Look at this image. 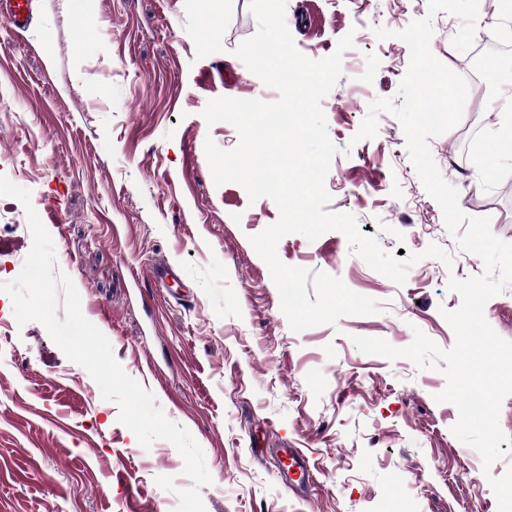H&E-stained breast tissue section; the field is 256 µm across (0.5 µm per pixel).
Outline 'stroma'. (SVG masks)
I'll list each match as a JSON object with an SVG mask.
<instances>
[{
  "label": "stroma",
  "mask_w": 512,
  "mask_h": 512,
  "mask_svg": "<svg viewBox=\"0 0 512 512\" xmlns=\"http://www.w3.org/2000/svg\"><path fill=\"white\" fill-rule=\"evenodd\" d=\"M428 0H286L285 21L307 58L352 35L342 75L322 100L335 148L325 189L331 212L355 216L387 251L420 254L404 285L370 268L346 237L283 236L288 266L339 278L378 311L294 332L266 262L249 241L279 219L268 198L215 185L206 140L239 141L202 112L218 97L276 102L236 48L259 23L249 0H32V21L0 20V174L31 192L59 271L84 317L108 338L125 372L205 454L206 512H498L491 467L452 432L456 406L436 402L445 375L406 358L362 353L355 337L409 346L422 332L451 349L443 317L461 299L450 278L485 272L459 250L426 193L391 114L370 139L356 134L377 98L396 97L410 51L397 31L426 17ZM221 28L211 33L205 15ZM433 55L484 94L469 93L460 123L431 138L460 209L490 220L512 243V153L499 138L512 113V12L479 4L474 47L451 39L459 18L438 13ZM394 30L381 40L376 28ZM498 65L476 67L482 52ZM26 206L0 197V281H13L32 247ZM452 265L425 257L429 245ZM115 403L38 322L18 325L0 293V512H174L190 488L172 444L143 448ZM302 449L314 478L294 495L271 458ZM169 476L173 490L156 479Z\"/></svg>",
  "instance_id": "35a3bbf8"
}]
</instances>
